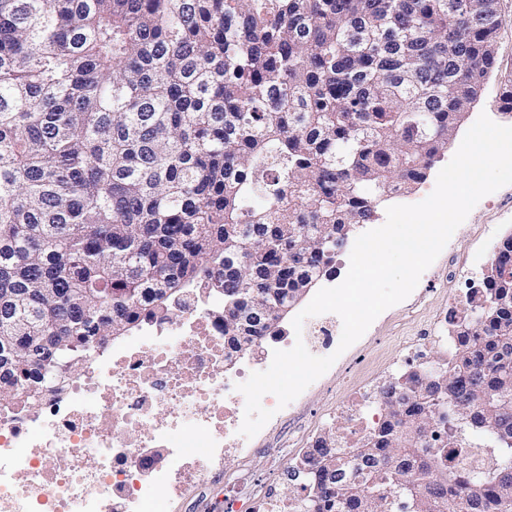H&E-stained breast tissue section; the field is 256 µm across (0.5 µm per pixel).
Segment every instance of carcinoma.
<instances>
[{"label":"carcinoma","mask_w":512,"mask_h":512,"mask_svg":"<svg viewBox=\"0 0 512 512\" xmlns=\"http://www.w3.org/2000/svg\"><path fill=\"white\" fill-rule=\"evenodd\" d=\"M501 25L493 0H0V402L33 410L112 337L170 317L173 295L226 266V224L256 244L224 304L249 289L265 335V281L327 273L343 245L318 248L311 226L369 224L425 178ZM510 294L512 269L474 291L447 366L477 414L512 389L484 370L512 331V310L484 303ZM390 393L357 479L318 460L334 478L320 512H512V411L475 431L437 422L413 448L425 403L393 409ZM368 483L378 499L349 495Z\"/></svg>","instance_id":"1"}]
</instances>
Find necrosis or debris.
Segmentation results:
<instances>
[{
    "instance_id": "4bbe7bcc",
    "label": "necrosis or debris",
    "mask_w": 512,
    "mask_h": 512,
    "mask_svg": "<svg viewBox=\"0 0 512 512\" xmlns=\"http://www.w3.org/2000/svg\"><path fill=\"white\" fill-rule=\"evenodd\" d=\"M223 278L185 289L177 317L148 318L139 339L95 356L37 410L0 407V512H152L160 492L204 480L240 453L245 399L236 386L270 355L240 364L224 342ZM374 379L336 408V451L354 478L353 446L382 424ZM206 449L205 458L191 456ZM300 495L242 474L224 488L227 512H298Z\"/></svg>"
}]
</instances>
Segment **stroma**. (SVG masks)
Here are the masks:
<instances>
[{"label":"stroma","mask_w":512,"mask_h":512,"mask_svg":"<svg viewBox=\"0 0 512 512\" xmlns=\"http://www.w3.org/2000/svg\"><path fill=\"white\" fill-rule=\"evenodd\" d=\"M499 9L503 23L496 38V63L479 99L469 105L426 179L409 193L390 197V204H415L425 199L433 191L439 171L451 160L480 114L512 126V113L502 111L497 104L505 82L512 79V0H500ZM510 235L512 185H507L478 202L408 298L380 314L324 375L252 437L253 452L244 464L253 477L275 483L282 496L294 495V486L281 478L291 466L294 452L329 431L325 419L338 401L402 363L409 344L426 335L438 317L445 315L450 294L464 295L479 287L499 244Z\"/></svg>","instance_id":"obj_1"}]
</instances>
